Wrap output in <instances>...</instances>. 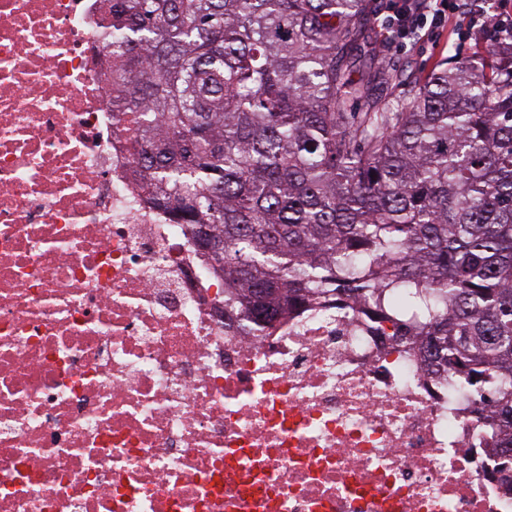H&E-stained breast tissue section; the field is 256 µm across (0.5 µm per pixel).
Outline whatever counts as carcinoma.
I'll use <instances>...</instances> for the list:
<instances>
[{"label": "carcinoma", "mask_w": 512, "mask_h": 512, "mask_svg": "<svg viewBox=\"0 0 512 512\" xmlns=\"http://www.w3.org/2000/svg\"><path fill=\"white\" fill-rule=\"evenodd\" d=\"M145 188L256 326L369 303L512 429V43L366 71L370 0H102Z\"/></svg>", "instance_id": "obj_1"}]
</instances>
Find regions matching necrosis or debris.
I'll return each instance as SVG.
<instances>
[{
	"label": "necrosis or debris",
	"mask_w": 512,
	"mask_h": 512,
	"mask_svg": "<svg viewBox=\"0 0 512 512\" xmlns=\"http://www.w3.org/2000/svg\"><path fill=\"white\" fill-rule=\"evenodd\" d=\"M102 29L0 0V512H512L507 433L369 305L225 308Z\"/></svg>",
	"instance_id": "necrosis-or-debris-1"
}]
</instances>
